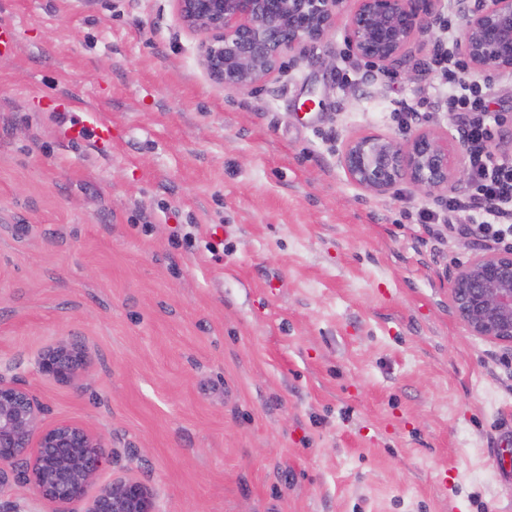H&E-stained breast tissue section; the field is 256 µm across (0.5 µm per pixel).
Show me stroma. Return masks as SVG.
Wrapping results in <instances>:
<instances>
[{
	"instance_id": "1",
	"label": "stroma",
	"mask_w": 512,
	"mask_h": 512,
	"mask_svg": "<svg viewBox=\"0 0 512 512\" xmlns=\"http://www.w3.org/2000/svg\"><path fill=\"white\" fill-rule=\"evenodd\" d=\"M0 371L113 455L159 512H512V346L469 335L467 214L365 196L351 135L456 129L447 65L364 78L338 20L267 88L228 92L175 0H0ZM334 56V69L318 60ZM72 94L112 150L64 141ZM417 115L404 120V106ZM76 381L36 370L60 339Z\"/></svg>"
}]
</instances>
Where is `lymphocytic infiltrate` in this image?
<instances>
[{
    "label": "lymphocytic infiltrate",
    "mask_w": 512,
    "mask_h": 512,
    "mask_svg": "<svg viewBox=\"0 0 512 512\" xmlns=\"http://www.w3.org/2000/svg\"><path fill=\"white\" fill-rule=\"evenodd\" d=\"M448 99L459 114L461 131L470 153L469 178L473 189L466 198H452L449 212L468 213L471 231L494 243L512 240V157L494 152L497 118L488 97L478 94L465 81L452 82Z\"/></svg>",
    "instance_id": "obj_1"
}]
</instances>
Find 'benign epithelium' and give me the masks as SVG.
Listing matches in <instances>:
<instances>
[{
  "label": "benign epithelium",
  "instance_id": "benign-epithelium-1",
  "mask_svg": "<svg viewBox=\"0 0 512 512\" xmlns=\"http://www.w3.org/2000/svg\"><path fill=\"white\" fill-rule=\"evenodd\" d=\"M440 0H177L182 26L202 35L199 61L226 91L267 86L283 61L297 62L325 43L346 12L353 55L375 71L407 68L412 54L434 40ZM460 22L457 52L473 74L512 73V0H449ZM464 143L441 128L419 129L399 141L380 133L345 139L337 162L367 196H385L403 183L429 199L466 184ZM454 314L473 336L512 345V248L480 246L448 271ZM84 364L82 346L63 339L42 353L37 371L71 383ZM43 406L18 379L0 372V488L8 481L62 507L88 501L86 512H158L139 481L114 480L93 497L89 489L110 462L105 439L90 426L61 421L41 427Z\"/></svg>",
  "mask_w": 512,
  "mask_h": 512
}]
</instances>
